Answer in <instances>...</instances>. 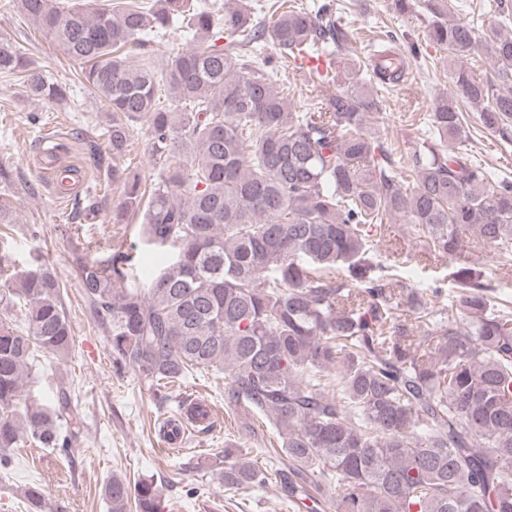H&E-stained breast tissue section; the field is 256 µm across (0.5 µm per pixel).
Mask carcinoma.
Here are the masks:
<instances>
[{
    "mask_svg": "<svg viewBox=\"0 0 512 512\" xmlns=\"http://www.w3.org/2000/svg\"><path fill=\"white\" fill-rule=\"evenodd\" d=\"M14 2L81 65V83L110 115L105 149L88 144L94 166L105 151L127 153L135 124L149 129L154 174L147 182L112 166L123 186L112 223L139 218L143 242L178 252L146 288L124 285L133 256L120 246L80 267L115 370L167 384L198 367L224 371V403L266 415L278 432L274 455L288 470L277 474L294 502L312 498L318 475L336 490L337 512H512V300L492 302L491 286L459 266L456 291L434 289L441 307L430 308L376 276L369 259L372 232L396 217L429 257L451 258L471 236L512 264V179L477 161L463 111L512 138L509 0H498L489 28L448 17L447 0H395L400 12H426L454 64L453 92L429 115L410 183L399 147L372 122L382 105L368 88L402 82L403 54L391 39L345 56L349 35L327 0L313 10L285 0L227 10L216 0ZM176 23L192 48L160 72L132 60ZM261 42L276 56L255 53ZM480 45L494 61L483 78L460 64ZM307 51L336 61V93L294 112L275 88L274 58ZM0 73L68 105L69 89L4 38ZM338 267L347 279L330 276ZM61 288L40 254L0 283V304L23 308L26 320L17 328L0 317L3 468L25 433L68 455L84 429L66 394L44 404L22 392L35 351L72 349ZM268 474L224 450V489L261 487ZM24 497L43 512L40 487ZM104 497L110 512H158L161 495L152 479L114 476Z\"/></svg>",
    "mask_w": 512,
    "mask_h": 512,
    "instance_id": "1",
    "label": "carcinoma"
}]
</instances>
